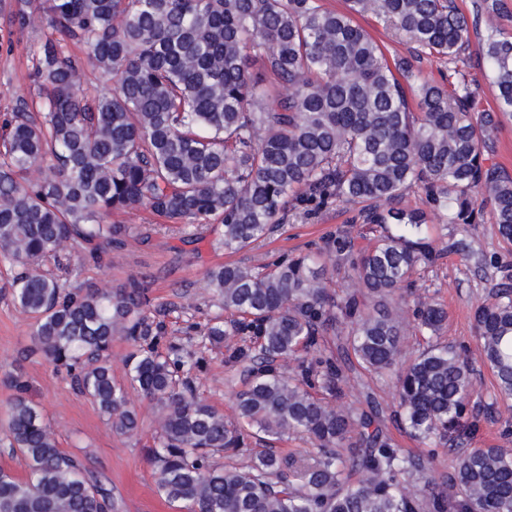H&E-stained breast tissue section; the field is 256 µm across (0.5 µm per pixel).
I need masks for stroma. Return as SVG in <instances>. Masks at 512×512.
I'll use <instances>...</instances> for the list:
<instances>
[{
  "label": "stroma",
  "mask_w": 512,
  "mask_h": 512,
  "mask_svg": "<svg viewBox=\"0 0 512 512\" xmlns=\"http://www.w3.org/2000/svg\"><path fill=\"white\" fill-rule=\"evenodd\" d=\"M39 34L24 30L14 32L12 53L0 51V114L11 111L18 97H31L35 87L28 78V53L38 42ZM455 67L473 91L478 110L496 108L492 79L483 59V36L472 34L470 45L458 58ZM132 238L126 250L112 252L108 267H78L70 283L110 282L117 286L130 278L145 281L151 304L170 307L168 330L171 341L190 344L186 336L188 318L205 323L212 309L206 274L214 266L234 260L248 266L270 261L280 255L308 251L322 245L327 234L336 233L358 246L366 245L371 232L368 225L352 222L344 209L330 205L308 218L288 214L280 228L255 248L227 256L214 249L216 228L203 233L202 240L187 242L178 236L159 231L158 217L142 209L122 215ZM455 238L470 242L474 249L498 254L507 271L468 262L456 253H445L424 280L430 291L448 310L445 341L467 346L475 359V386L481 399H488L491 374L480 363V353L473 333L475 308L488 297L492 283L502 274L512 275V246L501 244L495 234L489 212H482L478 223L459 224ZM8 276L0 267V403L12 394L3 374L21 367L31 385L30 396L43 415L55 427L60 448L80 458L112 488L123 504V512H174L158 494L150 463L152 434L156 428L153 408L138 394H131L132 404L143 420L141 431L130 437L113 433L112 426L89 399L73 390L68 379L31 349L29 316L18 310L3 286ZM204 365L199 372V391L211 405L233 417L232 372L224 365V350L199 348Z\"/></svg>",
  "instance_id": "obj_1"
}]
</instances>
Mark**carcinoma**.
<instances>
[{"instance_id":"cac0c4a2","label":"carcinoma","mask_w":512,"mask_h":512,"mask_svg":"<svg viewBox=\"0 0 512 512\" xmlns=\"http://www.w3.org/2000/svg\"><path fill=\"white\" fill-rule=\"evenodd\" d=\"M346 2L0 0L9 26L41 32L37 97L0 116V262L13 270L12 302L32 319L34 350L114 432L140 430L127 388L157 409L156 489L178 512H512V450L461 441L512 401V277L474 312L495 381L484 404L473 401L467 350L442 342L447 310L415 279L449 249L474 255L463 239L436 246L434 220L476 224L487 206L512 244V174L490 161L491 131L512 118V36L487 0L470 18L452 0ZM365 16L413 44V58L389 63L357 23ZM481 25L496 112L476 111L464 79L450 90L414 69L456 62ZM70 42L113 87L86 94ZM270 79L291 94L274 97ZM411 192L426 208L402 206ZM329 201L372 226L368 246L331 236L315 254L207 274L218 312L188 329L213 349L244 337L224 359L243 378L233 421L201 397V359L167 340L170 309L149 308L143 282L73 286L45 268L105 265L128 238L112 217L138 207L175 221L171 233L218 224L216 247L236 253L288 208ZM410 326L423 346L407 356ZM116 338L133 347L125 384L112 375ZM391 377L389 405L372 385ZM7 381L0 452L21 455L25 474L0 468V512H120L111 489L59 448L23 373ZM346 388L353 399L334 404ZM390 423L427 447L454 442L453 472L434 482V456L397 447ZM290 435L313 454L270 447ZM238 455L247 462L216 460Z\"/></svg>"}]
</instances>
